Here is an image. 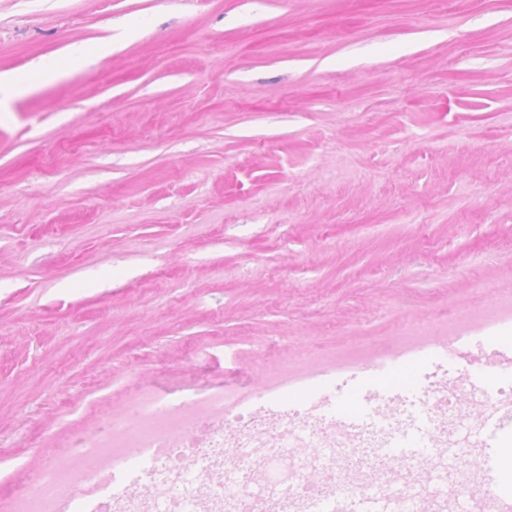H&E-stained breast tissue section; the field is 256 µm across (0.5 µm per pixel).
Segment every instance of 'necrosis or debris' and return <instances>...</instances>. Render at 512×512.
Listing matches in <instances>:
<instances>
[{
  "mask_svg": "<svg viewBox=\"0 0 512 512\" xmlns=\"http://www.w3.org/2000/svg\"><path fill=\"white\" fill-rule=\"evenodd\" d=\"M357 377L234 410L150 407L95 436H70L62 463L32 472L16 512H337L363 494L384 512H512L477 461L488 421L512 420V348L449 346L418 376L420 398L367 392L358 419L336 416Z\"/></svg>",
  "mask_w": 512,
  "mask_h": 512,
  "instance_id": "4bbe7bcc",
  "label": "necrosis or debris"
}]
</instances>
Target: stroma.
Returning <instances> with one entry per match:
<instances>
[{
	"label": "stroma",
	"instance_id": "stroma-1",
	"mask_svg": "<svg viewBox=\"0 0 512 512\" xmlns=\"http://www.w3.org/2000/svg\"><path fill=\"white\" fill-rule=\"evenodd\" d=\"M0 512L75 430L512 346V0H0Z\"/></svg>",
	"mask_w": 512,
	"mask_h": 512
}]
</instances>
